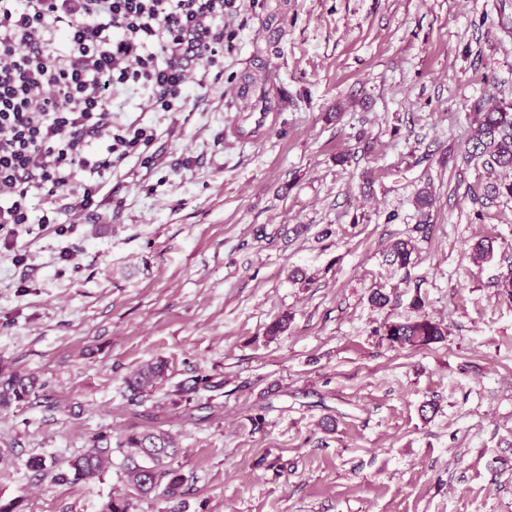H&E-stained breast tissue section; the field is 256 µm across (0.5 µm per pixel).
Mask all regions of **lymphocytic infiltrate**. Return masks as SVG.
I'll return each mask as SVG.
<instances>
[{
    "label": "lymphocytic infiltrate",
    "instance_id": "obj_1",
    "mask_svg": "<svg viewBox=\"0 0 512 512\" xmlns=\"http://www.w3.org/2000/svg\"><path fill=\"white\" fill-rule=\"evenodd\" d=\"M233 4L0 0V236L98 208L101 176L156 140L151 127L114 125L117 93L183 111L189 90L224 68Z\"/></svg>",
    "mask_w": 512,
    "mask_h": 512
}]
</instances>
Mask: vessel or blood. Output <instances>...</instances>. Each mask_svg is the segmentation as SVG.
<instances>
[{
	"mask_svg": "<svg viewBox=\"0 0 512 512\" xmlns=\"http://www.w3.org/2000/svg\"><path fill=\"white\" fill-rule=\"evenodd\" d=\"M284 101L272 95L263 84L250 83L237 87L226 103L234 117L227 127V140L232 144L259 143L275 121Z\"/></svg>",
	"mask_w": 512,
	"mask_h": 512,
	"instance_id": "b4317fda",
	"label": "vessel or blood"
}]
</instances>
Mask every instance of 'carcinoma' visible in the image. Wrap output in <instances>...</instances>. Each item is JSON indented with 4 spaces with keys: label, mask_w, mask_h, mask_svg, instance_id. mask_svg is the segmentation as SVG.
I'll list each match as a JSON object with an SVG mask.
<instances>
[{
    "label": "carcinoma",
    "mask_w": 512,
    "mask_h": 512,
    "mask_svg": "<svg viewBox=\"0 0 512 512\" xmlns=\"http://www.w3.org/2000/svg\"><path fill=\"white\" fill-rule=\"evenodd\" d=\"M465 156L482 161V166L493 172L497 169L512 170V102L500 104L478 113L475 133L465 146ZM413 246L407 241L396 243L390 252V264L404 267L409 264ZM391 346L398 348L428 346L443 340L441 324L431 319L392 322L385 328ZM167 362L157 360L147 363L131 373L125 387L131 395L146 402L152 399L157 383L165 379ZM44 387L34 376L13 374L0 380V408H9L25 401L37 389ZM222 387L209 375L193 379L190 385L180 384L173 391L169 405L190 403L202 391ZM149 425L132 429L116 442V449L123 456L122 471L127 491L105 501L100 512H132L133 500L154 494L171 503L168 512H184V502L179 500V489L184 478L173 467L181 452L177 440L165 429L156 425L158 415L148 414ZM112 464L111 440L106 434L92 438L85 452L70 459L66 466L36 455L27 460L29 469L51 476L54 485L77 484L103 474Z\"/></svg>",
    "instance_id": "cac0c4a2"
}]
</instances>
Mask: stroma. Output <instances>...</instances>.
<instances>
[{"mask_svg": "<svg viewBox=\"0 0 512 512\" xmlns=\"http://www.w3.org/2000/svg\"><path fill=\"white\" fill-rule=\"evenodd\" d=\"M248 76L287 105L233 147L226 95ZM502 99L512 0H237L224 73L185 111L126 101L154 165L114 168L98 218L20 233L24 264L0 247V378L44 384L0 409V501L99 512L119 465L54 485L26 462L145 425L124 378L163 359L157 401L224 383L210 418L164 424L186 512H512V171L462 159L477 107ZM424 315L441 342L389 344L385 324ZM192 382L193 383L191 385H178L177 388L173 391L172 395L179 397V400L170 398L168 404L173 407H177L181 404V402H184L185 405H187V403L194 401L195 397L201 391H214L223 385V383L220 381H214L213 378L209 375L196 377L192 380Z\"/></svg>", "mask_w": 512, "mask_h": 512, "instance_id": "35a3bbf8", "label": "stroma"}]
</instances>
